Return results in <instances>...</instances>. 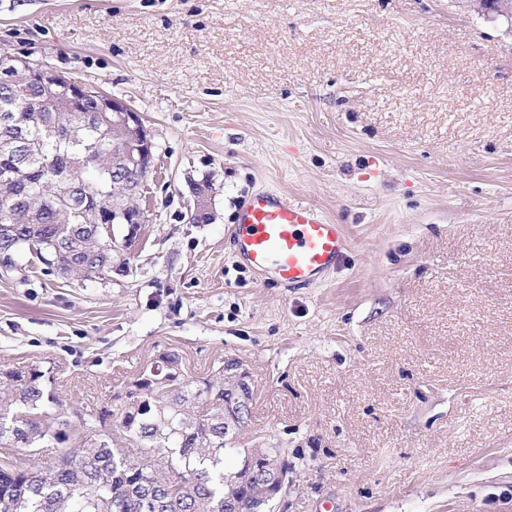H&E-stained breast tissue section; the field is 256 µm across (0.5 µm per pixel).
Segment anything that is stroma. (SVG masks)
<instances>
[{"label":"stroma","mask_w":512,"mask_h":512,"mask_svg":"<svg viewBox=\"0 0 512 512\" xmlns=\"http://www.w3.org/2000/svg\"><path fill=\"white\" fill-rule=\"evenodd\" d=\"M0 51L140 113L111 277L0 271V366L94 420L163 354L251 374L272 512H512V25L457 0H0ZM209 217L190 219L194 188ZM265 189L344 225L307 288L230 239Z\"/></svg>","instance_id":"35a3bbf8"}]
</instances>
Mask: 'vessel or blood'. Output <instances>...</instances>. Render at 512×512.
<instances>
[{"instance_id": "b4317fda", "label": "vessel or blood", "mask_w": 512, "mask_h": 512, "mask_svg": "<svg viewBox=\"0 0 512 512\" xmlns=\"http://www.w3.org/2000/svg\"><path fill=\"white\" fill-rule=\"evenodd\" d=\"M231 238L237 254L256 273L286 288L311 286L344 260L343 225L315 206L264 190L240 207Z\"/></svg>"}]
</instances>
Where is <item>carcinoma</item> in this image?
<instances>
[{
    "label": "carcinoma",
    "mask_w": 512,
    "mask_h": 512,
    "mask_svg": "<svg viewBox=\"0 0 512 512\" xmlns=\"http://www.w3.org/2000/svg\"><path fill=\"white\" fill-rule=\"evenodd\" d=\"M55 80L17 96L0 85V142L10 141L0 145V218L14 194L26 197L8 230L0 227V255L14 259L34 246L51 271L105 279L113 247L97 215L131 175L113 166V150L125 148L119 117L103 119L96 95L70 101V79ZM43 377L33 365L0 369V444L70 451L39 469L1 460L0 512H244L261 492L257 469L287 468L279 449L263 442L226 470L250 414L237 391L224 389L221 370L145 382L139 400L67 431Z\"/></svg>",
    "instance_id": "carcinoma-1"
}]
</instances>
